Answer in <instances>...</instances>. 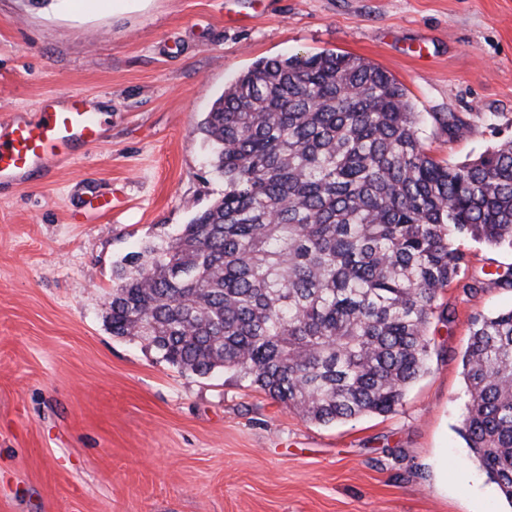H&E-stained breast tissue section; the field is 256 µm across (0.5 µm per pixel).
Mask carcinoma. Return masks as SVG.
I'll list each match as a JSON object with an SVG mask.
<instances>
[{
	"label": "carcinoma",
	"mask_w": 512,
	"mask_h": 512,
	"mask_svg": "<svg viewBox=\"0 0 512 512\" xmlns=\"http://www.w3.org/2000/svg\"><path fill=\"white\" fill-rule=\"evenodd\" d=\"M200 130L224 196L113 268L112 335L223 370L319 424L388 414L469 237L512 249V142L435 159L406 89L321 52L259 61ZM461 435L512 502V308L472 321Z\"/></svg>",
	"instance_id": "obj_1"
}]
</instances>
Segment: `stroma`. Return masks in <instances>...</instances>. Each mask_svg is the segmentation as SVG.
<instances>
[{
    "mask_svg": "<svg viewBox=\"0 0 512 512\" xmlns=\"http://www.w3.org/2000/svg\"><path fill=\"white\" fill-rule=\"evenodd\" d=\"M352 55L425 117L437 159L512 142V0H0V118L103 104L104 142L0 185V512H512L460 435L474 317L512 307V252L468 238L426 374L389 414L320 425L197 375L106 319L112 271L224 194L199 126L261 59ZM468 125L456 134L449 114ZM112 195L86 219L79 191Z\"/></svg>",
    "mask_w": 512,
    "mask_h": 512,
    "instance_id": "1",
    "label": "stroma"
}]
</instances>
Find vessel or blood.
<instances>
[{"label":"vessel or blood","instance_id":"b4317fda","mask_svg":"<svg viewBox=\"0 0 512 512\" xmlns=\"http://www.w3.org/2000/svg\"><path fill=\"white\" fill-rule=\"evenodd\" d=\"M105 115L73 94L35 119L0 120V184L24 182L103 143Z\"/></svg>","mask_w":512,"mask_h":512}]
</instances>
